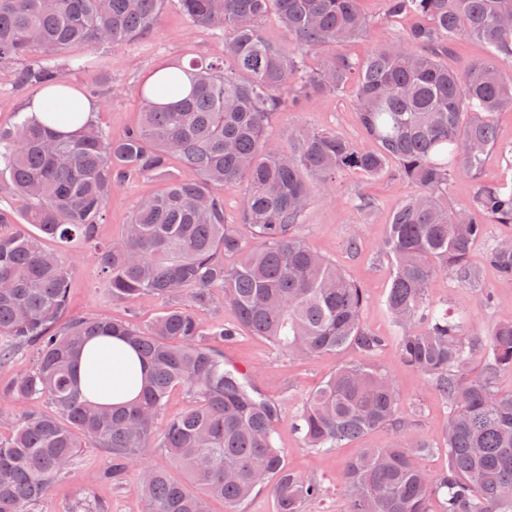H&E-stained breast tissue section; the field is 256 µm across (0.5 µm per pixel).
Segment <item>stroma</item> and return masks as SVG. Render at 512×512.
<instances>
[{
	"mask_svg": "<svg viewBox=\"0 0 512 512\" xmlns=\"http://www.w3.org/2000/svg\"><path fill=\"white\" fill-rule=\"evenodd\" d=\"M360 6L373 25L364 37L346 45V52L352 55L361 57L377 45L401 39L410 26L406 17L384 20L382 0H360ZM68 54L78 58L79 63L64 69V84L97 103L95 122L116 136L138 123L143 107L140 89L155 70L175 60L223 57L224 36L218 31L192 27L175 0H169L157 31L149 39L119 47L77 45L69 49ZM15 69V64H0V129L12 128L24 104L38 94L36 87H21L15 83ZM353 99L354 91L350 88L338 95L312 98L298 111L275 114L269 122L268 133L284 144L290 128L305 124L319 130L337 131L360 147H370ZM481 181L510 182L512 166L497 153H489L478 179L460 175L452 180L449 201L466 203ZM161 186L159 180L134 176L114 189L107 201V221L99 227L100 240L109 243L121 239L138 200ZM414 190V185L395 181L388 175L370 180L360 173L350 172L343 175L334 194L313 198L300 227L301 236L311 248L336 262L364 288L367 302L363 324L370 333L386 339L392 334L384 305L390 286L391 261L382 252L381 242L393 211ZM363 196L371 201L365 211L357 207ZM356 231L361 234V243L353 251L348 241ZM510 236L512 224L488 225L485 239L475 242L469 255L475 281L465 286L453 273L437 272L429 290L431 304L439 310L464 312L474 326L484 332L500 322L512 320V282L501 280L498 272L484 260L490 243ZM45 246L60 253L71 269L70 315L102 316L142 327L168 306L166 300L154 296L131 303L113 302L93 249L81 240L63 244L49 239ZM223 351L225 364L246 370L261 396L280 403L276 432L280 447L287 452L289 467L302 475L323 479L327 494L321 502L308 506L307 512H343V475L349 461L362 449L378 448L395 438L405 441L423 438L434 443V451L421 457L420 465L433 474L447 468L448 458L437 445L448 421V406L430 381L400 362L394 345L388 341L369 361L386 370L395 381L400 409L409 415V422L403 430L386 426L344 447L328 448L319 453L306 448L294 427L295 418L308 396L336 367L361 362L362 354L347 348L335 354L295 361L268 341L246 332L225 342ZM109 464L110 456L105 449H82L68 478L53 487L42 512H74L81 504L102 505L107 512H143L137 480L140 466L167 469L171 461L161 449H146L118 486L98 479L99 472Z\"/></svg>",
	"mask_w": 512,
	"mask_h": 512,
	"instance_id": "obj_1",
	"label": "stroma"
}]
</instances>
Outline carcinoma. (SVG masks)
I'll return each instance as SVG.
<instances>
[{
  "mask_svg": "<svg viewBox=\"0 0 512 512\" xmlns=\"http://www.w3.org/2000/svg\"><path fill=\"white\" fill-rule=\"evenodd\" d=\"M167 0H0V64L23 62L19 86L61 84L59 59L78 44L121 46L152 34ZM359 0H177L195 27L224 32V57L170 64L176 91L153 100L141 87V122L112 137L90 121L59 133L54 105L41 123L23 116L0 130V174L28 200L24 221L39 234H0V366L21 349L34 365L0 385V398L45 401L19 417L0 415V512H36L68 476L79 449L104 448L110 466L99 479L122 483L147 448H160L173 469L144 467L138 485L145 512H225L270 487L276 512H305L324 494L322 482L290 469L276 439L279 403L257 395L239 369L208 343L245 331L295 360L354 347L366 356L385 339L366 331L364 289L297 232L317 194L331 193L346 173L378 178L393 169L416 193L401 201L381 249L391 259L385 299L392 341L405 364L435 383L448 403L441 447L448 467L423 469L434 450L424 439L366 448L343 478L345 512H512V393L497 389L512 373V321L481 335L461 313L436 312L428 299L443 270L469 284L472 245L488 224H512V183L481 185L467 203L448 205L452 176L478 178L482 156L498 152L512 166V142L497 136L494 116L512 111V0H384L385 17L411 15L403 39L365 57L337 51L371 23ZM278 15L288 39L268 41L262 23ZM465 39L488 57L461 71L445 59ZM333 48L316 67L308 57ZM354 86V107L375 148L336 131L305 125L288 131L283 149L267 133L271 117L306 100ZM176 162L191 179L170 172ZM133 175L161 178L142 198L122 238L102 244L112 188ZM243 187L239 217L249 246L224 218L217 188ZM82 238L107 274L114 302L143 295L172 305L144 329L98 316L68 315L71 271L41 238ZM228 257L237 261L229 265ZM486 262L512 280V239L492 245ZM223 293L234 325L204 329L193 308ZM96 336H119L143 365L139 400L92 402L75 376L78 357ZM484 357L482 376L468 366ZM183 388L190 405L163 430L164 403ZM399 392L382 369L340 366L307 399L295 421L307 447L340 448L385 426L401 428Z\"/></svg>",
  "mask_w": 512,
  "mask_h": 512,
  "instance_id": "cac0c4a2",
  "label": "carcinoma"
}]
</instances>
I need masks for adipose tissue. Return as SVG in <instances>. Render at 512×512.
Masks as SVG:
<instances>
[{
    "instance_id": "1",
    "label": "adipose tissue",
    "mask_w": 512,
    "mask_h": 512,
    "mask_svg": "<svg viewBox=\"0 0 512 512\" xmlns=\"http://www.w3.org/2000/svg\"><path fill=\"white\" fill-rule=\"evenodd\" d=\"M55 102L59 113L57 128L61 132L75 130L69 113L79 112L81 121H89L95 105L77 91L65 86L46 89L27 102L30 118H42L47 102ZM79 120V121H80ZM143 368L131 349L118 337L99 336L85 348L77 367V377L90 398L103 405H125L139 392Z\"/></svg>"
}]
</instances>
